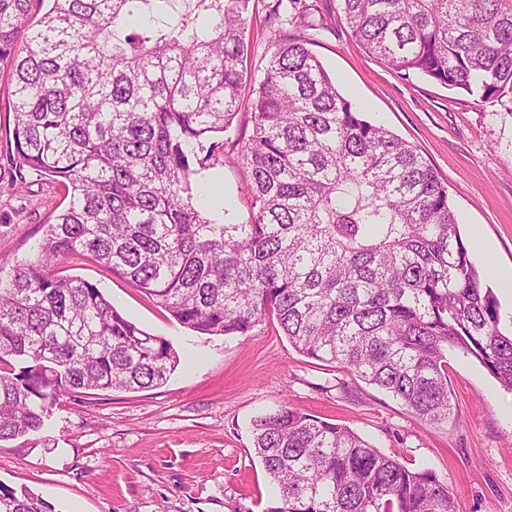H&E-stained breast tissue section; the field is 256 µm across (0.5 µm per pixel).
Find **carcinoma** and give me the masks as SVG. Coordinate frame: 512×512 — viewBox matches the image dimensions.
Masks as SVG:
<instances>
[{"mask_svg":"<svg viewBox=\"0 0 512 512\" xmlns=\"http://www.w3.org/2000/svg\"><path fill=\"white\" fill-rule=\"evenodd\" d=\"M0 0L13 159L67 205L36 256L0 279V441L43 429L60 397L165 384L169 341L94 284L59 276L82 255L204 335L267 316L308 358L334 363L418 417L455 427L448 350L512 390V334L482 286L448 186L408 142L366 120L310 40L276 41L248 102L250 216L224 224L193 177L242 106L251 0H192L163 28H114L169 0ZM352 35L389 68L512 112V0H340ZM276 486L264 512H456L448 486L349 428L284 403L253 421ZM0 484V512H49Z\"/></svg>","mask_w":512,"mask_h":512,"instance_id":"obj_1","label":"carcinoma"}]
</instances>
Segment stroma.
I'll return each mask as SVG.
<instances>
[{
  "instance_id": "1",
  "label": "stroma",
  "mask_w": 512,
  "mask_h": 512,
  "mask_svg": "<svg viewBox=\"0 0 512 512\" xmlns=\"http://www.w3.org/2000/svg\"><path fill=\"white\" fill-rule=\"evenodd\" d=\"M295 19L289 0H254L244 64L259 81L274 41L310 37L339 91L367 120L409 142L448 185L465 242L484 286L498 303L500 327L512 331V294L491 273L512 269V112L405 75L368 55L352 35L340 0H306ZM278 18H270L271 5ZM0 112V270L33 258L43 226L65 205L58 184L30 174L16 186L13 145ZM252 132L239 113L223 133L224 158L195 178L207 203L217 184L225 209L215 219L249 216V172L240 159ZM59 272L95 284L123 316L168 339L180 364L167 383L138 392L60 397L42 431L0 442V483L41 496L52 512H264L273 498L253 445L256 416L282 403L344 425L409 469L433 470L458 512H512V391L475 359L448 354L457 429L431 425L355 374L298 353L277 320L246 336L198 334L129 280L85 257Z\"/></svg>"
}]
</instances>
